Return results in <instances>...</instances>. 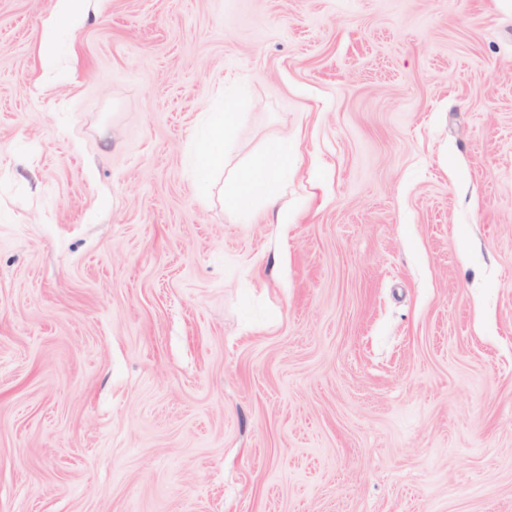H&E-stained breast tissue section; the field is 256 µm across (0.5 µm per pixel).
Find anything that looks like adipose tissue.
<instances>
[{
  "mask_svg": "<svg viewBox=\"0 0 512 512\" xmlns=\"http://www.w3.org/2000/svg\"><path fill=\"white\" fill-rule=\"evenodd\" d=\"M239 115L232 107H224L206 115L210 138L199 147L195 156L194 170L200 185H208L214 160L224 152V135L238 120ZM293 152L287 143L270 145L265 153L252 163L236 169L225 192V204L233 212L245 214L256 202L276 206L281 198L280 181L287 170Z\"/></svg>",
  "mask_w": 512,
  "mask_h": 512,
  "instance_id": "ef3b65f1",
  "label": "adipose tissue"
}]
</instances>
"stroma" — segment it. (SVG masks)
Instances as JSON below:
<instances>
[{"label":"stroma","instance_id":"stroma-1","mask_svg":"<svg viewBox=\"0 0 512 512\" xmlns=\"http://www.w3.org/2000/svg\"><path fill=\"white\" fill-rule=\"evenodd\" d=\"M53 3L0 0V512H512V0H91L47 71ZM240 114L241 112H234L231 106L226 105L218 112L206 114L210 139L204 146L199 147L194 161L196 179L202 187H207L210 182L214 160L224 153V133L235 125ZM292 156L288 142H276L261 157L236 169L225 190V205L239 214L250 212L260 200L270 207L276 206L281 198V177Z\"/></svg>","mask_w":512,"mask_h":512}]
</instances>
